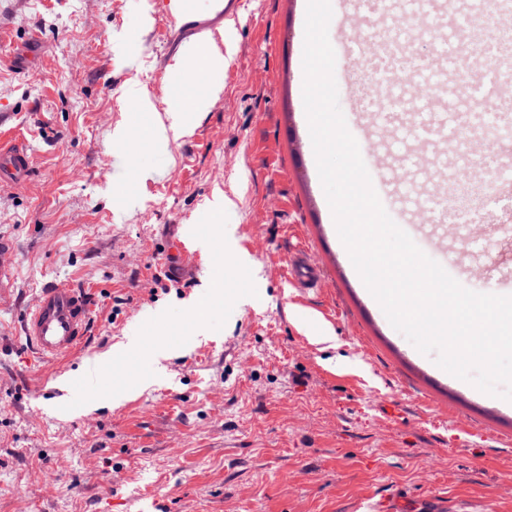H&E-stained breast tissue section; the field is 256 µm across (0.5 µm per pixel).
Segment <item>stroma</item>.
Wrapping results in <instances>:
<instances>
[{"label":"stroma","instance_id":"35a3bbf8","mask_svg":"<svg viewBox=\"0 0 512 512\" xmlns=\"http://www.w3.org/2000/svg\"><path fill=\"white\" fill-rule=\"evenodd\" d=\"M299 13L238 0L222 91L157 141L169 86L200 77L174 64L193 22L215 20L210 0L174 23L147 0H0V127L22 130L32 157L26 179L0 181V238L15 247L0 283V512H364L371 498L429 512L433 497L447 512H512V402L391 326L286 134L302 103ZM410 90L432 127L393 115L372 149L413 184L400 212L418 246L488 292L512 274V192L468 220L433 197L460 157L502 158L446 134L463 110L480 131L458 76ZM189 237L194 269L172 248ZM301 240L323 268L309 300L285 278ZM154 262L170 279L154 282ZM49 282L87 289L92 310L83 349L46 361L23 321ZM321 330L335 343L316 342Z\"/></svg>","mask_w":512,"mask_h":512}]
</instances>
